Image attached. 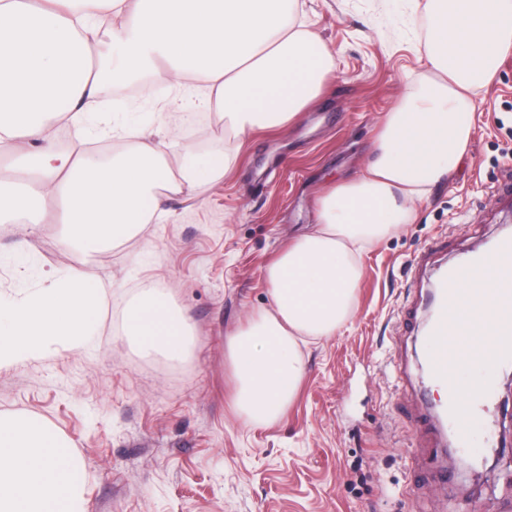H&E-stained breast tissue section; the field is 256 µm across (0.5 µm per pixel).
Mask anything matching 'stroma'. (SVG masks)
I'll return each mask as SVG.
<instances>
[{
	"mask_svg": "<svg viewBox=\"0 0 512 512\" xmlns=\"http://www.w3.org/2000/svg\"><path fill=\"white\" fill-rule=\"evenodd\" d=\"M334 52L331 88L304 121L235 135L185 84L172 107L164 66L157 90L116 103L104 89L91 140L130 149L135 127H162L174 150L230 153L218 183L159 190L162 218L144 234L77 264L51 221L23 233L0 222V294L39 287L72 269L98 282L105 310L91 348L60 347L0 370V412L53 423L75 447L88 482L86 512H497L512 499V374L497 370L473 441L430 433L438 407L421 339L427 306H415L443 267L499 237L512 221V53L473 96L468 148L434 185L411 223L371 245L354 316L334 336L299 343L306 377L278 421L245 424L234 409L228 340L268 309L263 271L316 217L332 180L368 162L380 123L433 73L422 23L426 0H300ZM430 250L425 271L416 258ZM28 253L26 263L13 255ZM165 292L193 327L190 359L139 352L122 334L125 309Z\"/></svg>",
	"mask_w": 512,
	"mask_h": 512,
	"instance_id": "stroma-1",
	"label": "stroma"
}]
</instances>
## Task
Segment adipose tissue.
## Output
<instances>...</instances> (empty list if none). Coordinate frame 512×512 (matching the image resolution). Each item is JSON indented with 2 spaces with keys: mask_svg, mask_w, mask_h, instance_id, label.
I'll use <instances>...</instances> for the list:
<instances>
[{
  "mask_svg": "<svg viewBox=\"0 0 512 512\" xmlns=\"http://www.w3.org/2000/svg\"><path fill=\"white\" fill-rule=\"evenodd\" d=\"M427 91L404 95L381 123L373 158L332 183L317 220L264 272L270 310L228 340L235 405L248 423L286 411L305 376L298 339L335 334L356 308L365 247L408 223L413 205L450 174L471 135L472 91L487 86L512 51V0H427ZM165 64L197 78L208 104L238 134L299 123L322 96L333 52L303 22L298 0H0V146L30 181L14 190L0 172V219L41 223L52 214L77 261L142 234L156 189L217 182L231 156L184 151L141 136L103 162L57 147V125L84 138L103 86ZM103 293L79 271L48 275L31 292L0 295V370L81 350L95 335ZM123 334L169 359L188 351L191 325L163 292L124 315ZM82 460L49 421L0 413V512H85Z\"/></svg>",
  "mask_w": 512,
  "mask_h": 512,
  "instance_id": "ef3b65f1",
  "label": "adipose tissue"
}]
</instances>
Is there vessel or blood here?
<instances>
[{
  "label": "vessel or blood",
  "instance_id": "vessel-or-blood-1",
  "mask_svg": "<svg viewBox=\"0 0 512 512\" xmlns=\"http://www.w3.org/2000/svg\"><path fill=\"white\" fill-rule=\"evenodd\" d=\"M480 272L491 273L496 282L482 295L472 287ZM477 323L493 338L491 347L477 357L480 362L492 365L512 357V235L496 240L491 258L475 256L448 267L435 283L423 342L433 383L456 389L459 370L474 358L468 337ZM446 412L462 446H472L469 425L475 418V405L460 407L451 400Z\"/></svg>",
  "mask_w": 512,
  "mask_h": 512
}]
</instances>
